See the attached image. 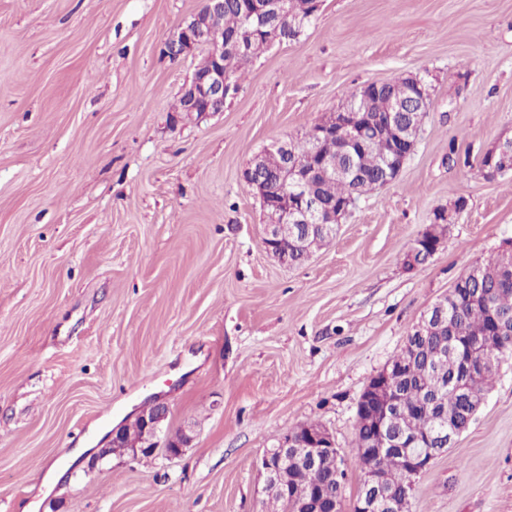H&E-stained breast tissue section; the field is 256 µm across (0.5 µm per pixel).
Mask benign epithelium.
Returning <instances> with one entry per match:
<instances>
[{"mask_svg": "<svg viewBox=\"0 0 512 512\" xmlns=\"http://www.w3.org/2000/svg\"><path fill=\"white\" fill-rule=\"evenodd\" d=\"M224 6V0H205L202 9L192 17L179 24L177 31L164 43V53L172 60L193 53L201 46L209 48V55L215 61V68L203 76L193 74L189 86L181 96L182 111L203 116L208 112L224 111V102L237 93L238 85L232 77L224 73L223 58L224 34L214 31L213 17ZM245 17H257L271 25L267 43L273 45L280 42L279 21L294 14V0H245ZM430 92L419 89L415 97L391 99L387 103V125L395 135L392 149L385 154L381 186L393 182L412 156L418 144L419 134L424 122ZM362 106L348 104L337 112H332L309 129L311 149L304 155L295 151L292 142H277L257 154L243 172L245 182L255 190L256 197L263 209L273 208L278 217L272 224L266 225L264 243L269 254L280 262L289 263L288 252L280 250L288 238L299 239L297 225H307V230L314 228H333L341 223L357 205L358 199L353 197L348 204L332 208L323 205L315 194V178H343L355 186H360L361 174L350 162L340 165L336 157L321 151V144L326 139L334 138L339 150L349 154L350 149L359 144L364 146L379 135V129L372 123L362 120L359 112ZM500 156H512V141L498 144L494 152L485 157L483 170L487 175L496 177L505 173L495 163V153ZM276 159L283 168L279 179L280 188L274 190L266 180V169L271 159ZM480 269L471 266L459 278L450 290L448 298L443 299L422 316L415 326V333L425 336L429 332L442 328L450 323L448 302H458V297L465 283L479 279ZM512 335V322L499 318L496 320L495 332L490 336H481L474 348L484 350L500 345L506 336ZM404 363H389L384 369L373 376L366 385L364 398L378 397L386 402L383 415L378 424L379 441L375 444L361 443L358 457L364 462V485L353 505V512H409L410 491L395 493L388 474L374 466L375 460L390 450L400 452L411 475L417 476L430 467L436 459L432 451H424V440L409 438L395 431L398 416L402 407L397 392L391 383L398 378ZM495 367L493 363L463 362L460 382L456 384L459 391L466 395L477 412L485 400V396L474 388L484 376L485 371ZM167 417V406L156 403L144 409L135 419V428H120L112 436L108 447L101 450L104 456L130 450L133 453L150 455L157 448L155 438ZM191 442V437L181 433L165 439L164 450L170 457L182 454L183 448ZM336 455V444L323 427L317 430H298L284 435L279 444L266 451L261 460L265 474L266 490L273 496L289 495L286 483L287 475L301 471L311 477L317 475L321 460L326 455Z\"/></svg>", "mask_w": 512, "mask_h": 512, "instance_id": "1", "label": "benign epithelium"}]
</instances>
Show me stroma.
Masks as SVG:
<instances>
[{"instance_id": "35a3bbf8", "label": "stroma", "mask_w": 512, "mask_h": 512, "mask_svg": "<svg viewBox=\"0 0 512 512\" xmlns=\"http://www.w3.org/2000/svg\"><path fill=\"white\" fill-rule=\"evenodd\" d=\"M204 0H0V512H266L260 467L316 422L362 473L357 405L421 316L512 239V0H323L202 117L175 109L201 58L165 40ZM417 76L432 105L397 180L286 266L242 173L364 84ZM465 200L456 210L457 200ZM445 212L434 256L405 263ZM167 405L157 448L98 456ZM91 447L69 463L78 443ZM67 480L47 494L50 466ZM409 512H512V357L469 428L414 477Z\"/></svg>"}]
</instances>
